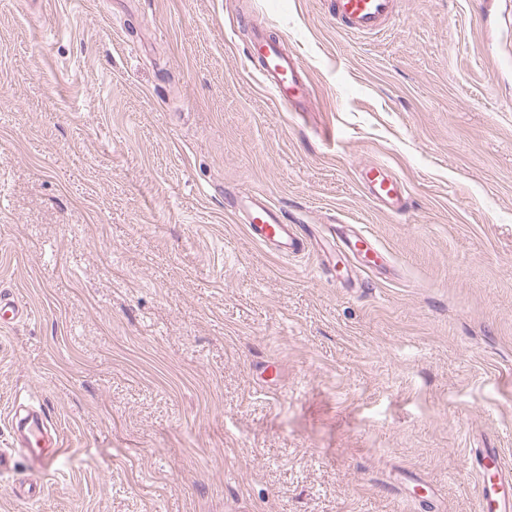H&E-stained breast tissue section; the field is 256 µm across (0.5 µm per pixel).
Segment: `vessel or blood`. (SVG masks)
Here are the masks:
<instances>
[{
    "instance_id": "obj_1",
    "label": "vessel or blood",
    "mask_w": 512,
    "mask_h": 512,
    "mask_svg": "<svg viewBox=\"0 0 512 512\" xmlns=\"http://www.w3.org/2000/svg\"><path fill=\"white\" fill-rule=\"evenodd\" d=\"M398 0H329L331 12L344 30L354 35H378L395 21ZM263 82L276 101L293 112L310 111L314 88L310 75L298 54L285 52L279 42L257 37L249 48ZM359 181L367 197L389 212L405 210L408 186L385 166L370 164L359 170ZM237 203L243 208L249 235L258 243L268 244L286 254H300L309 248L295 225L261 192L244 189ZM351 257L370 258L387 263L388 254L365 232L351 235L346 242ZM25 313L24 307L10 294L0 292V325L14 323ZM19 434L14 448H0V474L14 467L13 452L21 450L30 469L44 472L53 466L61 451L58 434L47 415L37 409L16 421ZM481 512H512V467L500 451L488 448L481 463Z\"/></svg>"
}]
</instances>
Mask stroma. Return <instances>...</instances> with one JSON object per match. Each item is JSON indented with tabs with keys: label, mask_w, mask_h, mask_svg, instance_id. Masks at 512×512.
<instances>
[{
	"label": "stroma",
	"mask_w": 512,
	"mask_h": 512,
	"mask_svg": "<svg viewBox=\"0 0 512 512\" xmlns=\"http://www.w3.org/2000/svg\"><path fill=\"white\" fill-rule=\"evenodd\" d=\"M240 187L310 253L253 241ZM353 227L390 263L340 279ZM1 288L31 315L0 328V448L17 399L64 447L0 512H480L476 449L512 463V0H399L378 37L325 0H0ZM249 56L278 103L292 112H310L313 83L298 54L286 53L279 42L259 35L252 41ZM359 181L367 197L391 213L406 209L409 196L404 180L390 173L383 165H364L359 169Z\"/></svg>",
	"instance_id": "1"
}]
</instances>
